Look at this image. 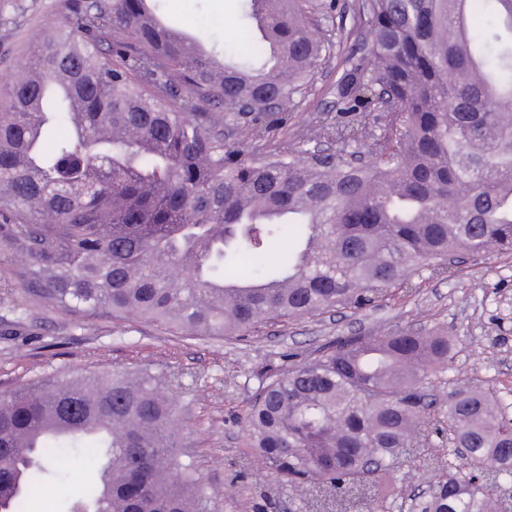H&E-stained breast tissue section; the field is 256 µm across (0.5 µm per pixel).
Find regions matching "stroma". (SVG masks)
Masks as SVG:
<instances>
[{
    "instance_id": "stroma-1",
    "label": "stroma",
    "mask_w": 512,
    "mask_h": 512,
    "mask_svg": "<svg viewBox=\"0 0 512 512\" xmlns=\"http://www.w3.org/2000/svg\"><path fill=\"white\" fill-rule=\"evenodd\" d=\"M162 21L202 35L207 48L223 54L243 25V0H154ZM60 0H0V88L27 59L31 42L49 34ZM337 63L327 60L312 91L290 114L276 140L301 146L314 121H336L331 89ZM18 257L0 241V392L43 373L67 378L86 370H164L173 383L166 394L179 412L177 444L190 453L216 496L218 512H298L299 491L281 484L251 448L244 418L257 390L290 362L312 359L339 336L387 331L441 332L459 341L452 366L435 380L437 395L463 379L482 380L512 418V251L488 250L444 279H418L409 291L361 310L328 309L298 318H276L239 337L188 338L175 330L129 316L121 320L74 317L44 301H23ZM452 460L447 438L404 457L399 481L384 498V512H421L432 486ZM60 480L47 483L37 501L41 512H63L94 469L60 459Z\"/></svg>"
}]
</instances>
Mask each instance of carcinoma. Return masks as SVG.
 <instances>
[{"label": "carcinoma", "mask_w": 512, "mask_h": 512, "mask_svg": "<svg viewBox=\"0 0 512 512\" xmlns=\"http://www.w3.org/2000/svg\"><path fill=\"white\" fill-rule=\"evenodd\" d=\"M148 2L61 0L58 28L4 91L0 233L30 296L80 321L133 314L231 336L360 310L457 255L512 251V0H483L481 31L476 0H353L367 36L336 78L344 121L313 133L341 144L329 155L264 151L337 46L309 29L316 0H270L267 37L247 0L229 62L172 37ZM62 120L68 133L45 143ZM242 135L258 143L250 159ZM457 353L439 333L338 338L262 383L250 445L289 487L332 491L345 512L425 447L432 383ZM167 379L116 368L0 394V506L22 512L70 448L99 479L65 512H216L177 446ZM49 422L67 429L47 434ZM435 431L466 455L422 512H512V419L490 389L459 381Z\"/></svg>", "instance_id": "cac0c4a2"}]
</instances>
